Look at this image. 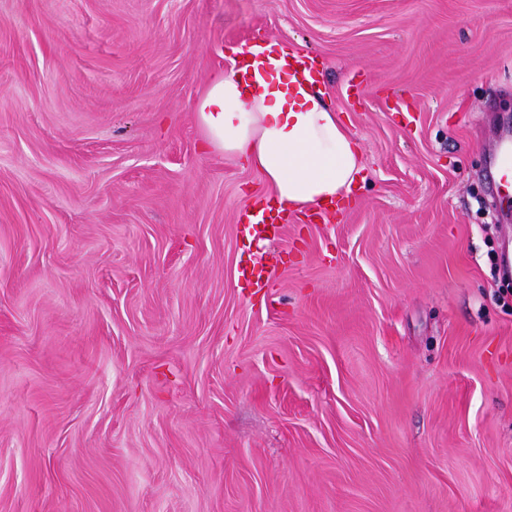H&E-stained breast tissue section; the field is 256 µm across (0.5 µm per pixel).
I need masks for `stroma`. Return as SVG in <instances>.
I'll list each match as a JSON object with an SVG mask.
<instances>
[{"mask_svg": "<svg viewBox=\"0 0 512 512\" xmlns=\"http://www.w3.org/2000/svg\"><path fill=\"white\" fill-rule=\"evenodd\" d=\"M253 33L367 177L250 241ZM511 120L512 0H0V512H512ZM495 192L499 202L507 208L512 202V136H500L494 156Z\"/></svg>", "mask_w": 512, "mask_h": 512, "instance_id": "1", "label": "stroma"}]
</instances>
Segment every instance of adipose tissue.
Wrapping results in <instances>:
<instances>
[{
	"instance_id": "obj_1",
	"label": "adipose tissue",
	"mask_w": 512,
	"mask_h": 512,
	"mask_svg": "<svg viewBox=\"0 0 512 512\" xmlns=\"http://www.w3.org/2000/svg\"><path fill=\"white\" fill-rule=\"evenodd\" d=\"M266 66L229 69L195 103L204 147L259 170L272 203L302 212L351 195L363 169L357 140L293 55L269 45Z\"/></svg>"
}]
</instances>
